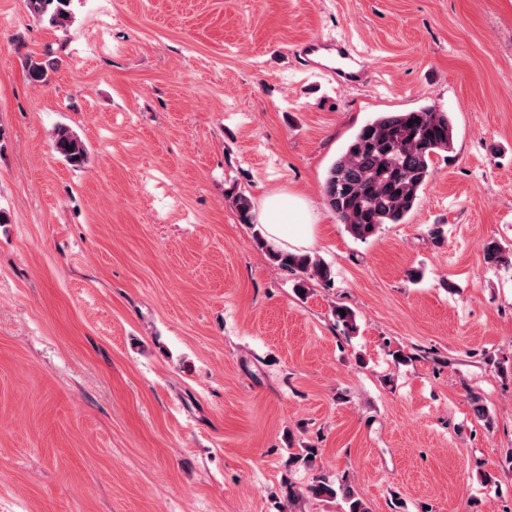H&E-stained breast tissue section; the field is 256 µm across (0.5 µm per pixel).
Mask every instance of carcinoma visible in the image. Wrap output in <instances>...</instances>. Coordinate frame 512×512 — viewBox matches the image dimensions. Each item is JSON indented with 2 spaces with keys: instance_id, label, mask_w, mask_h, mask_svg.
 I'll return each mask as SVG.
<instances>
[{
  "instance_id": "cac0c4a2",
  "label": "carcinoma",
  "mask_w": 512,
  "mask_h": 512,
  "mask_svg": "<svg viewBox=\"0 0 512 512\" xmlns=\"http://www.w3.org/2000/svg\"><path fill=\"white\" fill-rule=\"evenodd\" d=\"M72 0H28V9L38 23L67 29L72 22ZM54 62L26 58L25 71L33 84L46 85L54 72ZM454 125L450 113L432 106L408 112H383L362 125L343 153L328 168L323 181L325 202L339 223L356 239L365 241L384 224H402L419 206L431 174L432 158L449 152L454 144ZM53 151L73 167L87 160L84 142L69 128L57 126L52 132ZM224 198L238 213L241 223L254 226L253 202L245 193L231 190ZM256 244L274 264L288 272L300 273L296 290L305 289L309 280L331 287V267L308 253L285 252L275 248L254 231ZM486 264L512 266V250L496 241L483 249ZM336 322L345 332L356 330V315L348 307L333 308ZM319 449L302 448L288 459V465H313ZM305 494L320 499L342 501V512H370L347 478L331 480L325 475L305 489Z\"/></svg>"
}]
</instances>
